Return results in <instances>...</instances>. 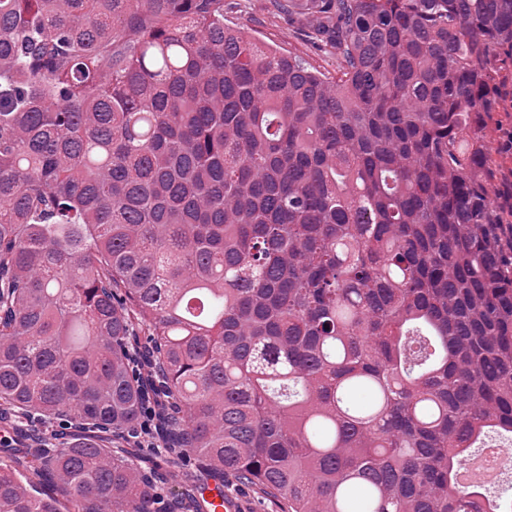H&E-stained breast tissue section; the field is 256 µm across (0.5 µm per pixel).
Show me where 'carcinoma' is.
Wrapping results in <instances>:
<instances>
[{
  "mask_svg": "<svg viewBox=\"0 0 512 512\" xmlns=\"http://www.w3.org/2000/svg\"><path fill=\"white\" fill-rule=\"evenodd\" d=\"M227 0H0V512H512V0H307L332 76ZM498 112H492L484 126V136L492 158L490 197L503 224H512V55L504 51L495 81ZM507 192L510 195L506 199ZM498 452V450L496 448H490L489 450H487L486 454H487V457H491L493 456L494 454H496ZM486 454L484 456H481V457H476V459H472L468 462V467H472V468H476V469H479L481 470L488 478H491L493 477L494 475V471L491 470L486 462ZM489 465L495 469L496 471H499V470H505L507 471V474H508V479L507 481L502 485L501 488L503 487H506L509 483V480L511 482V489L510 491L508 492H505L503 493L504 495H506L508 497L509 500L512 499V471H511V465L506 463L504 465L503 461H502V458L500 455H497V456H494V457H491L488 461ZM510 475H511V479H510ZM202 497L209 505L208 512H225L224 498L231 512H279L278 505L254 487L227 482L224 486L215 483L201 485Z\"/></svg>",
  "mask_w": 512,
  "mask_h": 512,
  "instance_id": "obj_1",
  "label": "carcinoma"
}]
</instances>
